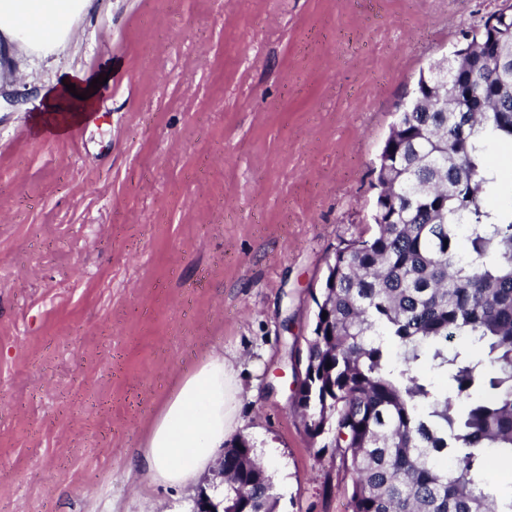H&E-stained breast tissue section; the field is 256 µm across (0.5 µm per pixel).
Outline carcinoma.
<instances>
[{
    "label": "carcinoma",
    "mask_w": 512,
    "mask_h": 512,
    "mask_svg": "<svg viewBox=\"0 0 512 512\" xmlns=\"http://www.w3.org/2000/svg\"><path fill=\"white\" fill-rule=\"evenodd\" d=\"M512 10L462 35L446 85L399 106L387 141L393 175L376 171L375 225L336 250L313 296L296 405L312 439L352 475L351 512H512L494 461L512 464V210L493 207L512 148ZM225 512H274L276 494L246 439L224 451Z\"/></svg>",
    "instance_id": "cac0c4a2"
}]
</instances>
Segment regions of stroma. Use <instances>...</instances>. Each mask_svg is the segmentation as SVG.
Listing matches in <instances>:
<instances>
[{"label": "stroma", "mask_w": 512, "mask_h": 512, "mask_svg": "<svg viewBox=\"0 0 512 512\" xmlns=\"http://www.w3.org/2000/svg\"><path fill=\"white\" fill-rule=\"evenodd\" d=\"M512 0H95L54 67L94 116L39 132L0 49V512H193L130 468L163 400L236 354L275 512H350L287 356L371 227L398 105Z\"/></svg>", "instance_id": "1"}]
</instances>
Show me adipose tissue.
Listing matches in <instances>:
<instances>
[{"instance_id":"ef3b65f1","label":"adipose tissue","mask_w":512,"mask_h":512,"mask_svg":"<svg viewBox=\"0 0 512 512\" xmlns=\"http://www.w3.org/2000/svg\"><path fill=\"white\" fill-rule=\"evenodd\" d=\"M92 2L0 0V41L11 48L20 67H40L73 39L76 21ZM94 96L83 74L73 71L67 83L57 84L45 98L43 110L76 113L81 98ZM240 370L235 358L214 353L182 377L158 410L133 468L154 484L194 485L242 426Z\"/></svg>"}]
</instances>
